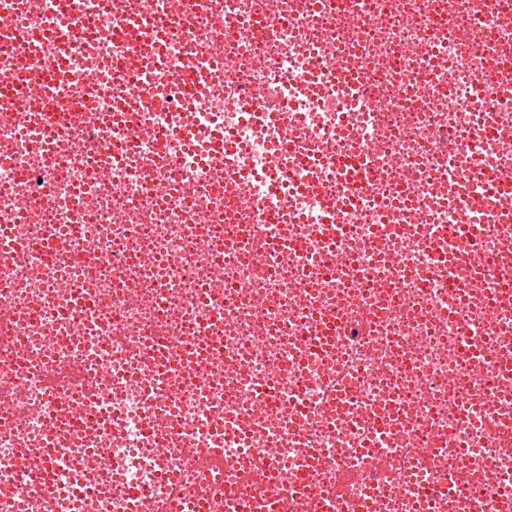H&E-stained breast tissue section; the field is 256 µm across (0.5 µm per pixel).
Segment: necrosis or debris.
Wrapping results in <instances>:
<instances>
[{
    "mask_svg": "<svg viewBox=\"0 0 512 512\" xmlns=\"http://www.w3.org/2000/svg\"><path fill=\"white\" fill-rule=\"evenodd\" d=\"M36 65L0 512H512V0H20Z\"/></svg>",
    "mask_w": 512,
    "mask_h": 512,
    "instance_id": "4bbe7bcc",
    "label": "necrosis or debris"
}]
</instances>
